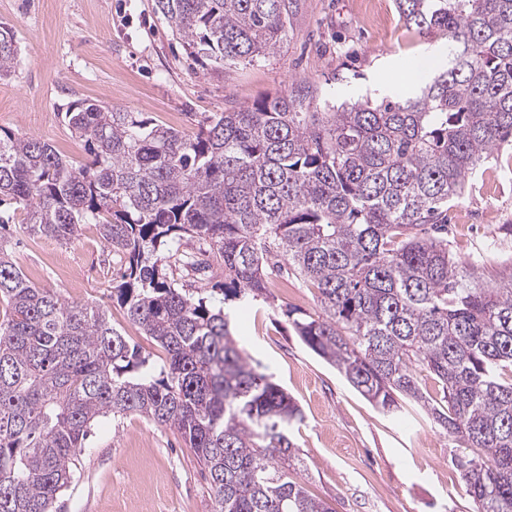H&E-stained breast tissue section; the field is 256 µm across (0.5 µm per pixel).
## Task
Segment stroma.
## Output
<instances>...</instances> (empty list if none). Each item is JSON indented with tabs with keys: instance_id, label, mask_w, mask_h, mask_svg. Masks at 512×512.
Listing matches in <instances>:
<instances>
[{
	"instance_id": "stroma-1",
	"label": "stroma",
	"mask_w": 512,
	"mask_h": 512,
	"mask_svg": "<svg viewBox=\"0 0 512 512\" xmlns=\"http://www.w3.org/2000/svg\"><path fill=\"white\" fill-rule=\"evenodd\" d=\"M0 24L12 28L20 48L14 73L0 80V127L40 138L77 163L87 154L65 120L75 100L139 112L192 135L202 114L288 93L301 80L323 99L403 94L406 66L446 46L406 27L396 0H299L274 53L226 70L190 57L155 0H0ZM494 168L487 163L469 177L455 204L469 218L450 221L448 248L500 270L512 267V172ZM488 207L490 225L478 220ZM7 249L33 284L104 308L130 343L161 357L112 296L120 263L96 225H82L66 243L14 236ZM288 305L318 310L314 290L283 274L266 297L250 300L235 332L303 412L293 432L304 459L297 479L335 512H472L455 441L410 413L375 409L300 343L282 313ZM213 509L203 462L174 428L138 415L98 420L57 502V512Z\"/></svg>"
}]
</instances>
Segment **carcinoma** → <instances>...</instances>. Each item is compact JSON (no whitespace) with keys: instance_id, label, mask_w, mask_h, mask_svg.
<instances>
[{"instance_id":"1","label":"carcinoma","mask_w":512,"mask_h":512,"mask_svg":"<svg viewBox=\"0 0 512 512\" xmlns=\"http://www.w3.org/2000/svg\"><path fill=\"white\" fill-rule=\"evenodd\" d=\"M405 25L448 39V63L414 97L309 111L314 91L211 112L199 131L73 102L90 161L0 129V239L56 241L95 224L124 261L112 296L165 352L130 347L107 310L39 288L0 245V512H53L94 423L143 416L175 428L208 469L214 512H332L297 481L303 413L244 356L230 303L293 271L320 311L288 324L369 402L419 408L458 444L473 512H512V272L448 250V205L512 143V0H396ZM298 0H156L189 56L250 64L288 35ZM0 26V77L17 64ZM224 281L192 291L203 262Z\"/></svg>"}]
</instances>
